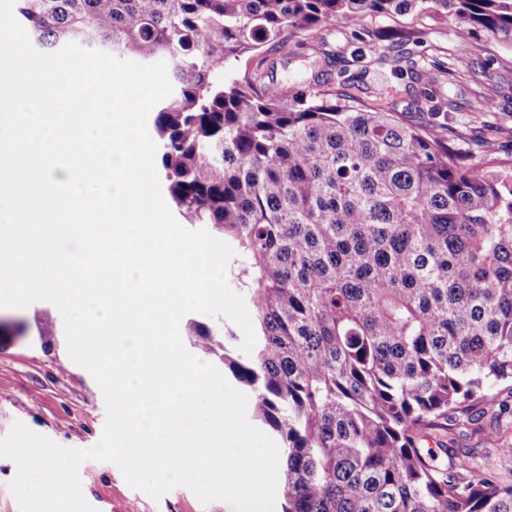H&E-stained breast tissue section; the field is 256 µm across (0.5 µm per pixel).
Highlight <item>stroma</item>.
Returning a JSON list of instances; mask_svg holds the SVG:
<instances>
[{
  "instance_id": "stroma-1",
  "label": "stroma",
  "mask_w": 512,
  "mask_h": 512,
  "mask_svg": "<svg viewBox=\"0 0 512 512\" xmlns=\"http://www.w3.org/2000/svg\"><path fill=\"white\" fill-rule=\"evenodd\" d=\"M456 37L447 24L383 14L363 17L343 28L323 25L291 39L293 66L305 67L309 78L324 89L348 85L350 91L374 87L389 76L394 56L409 51L418 71L431 74L434 61L453 60L458 80L439 78L443 97L460 103L449 121L462 133L460 148L481 157L491 149L512 162V52L476 39L471 54L455 57ZM421 84L397 81L382 104L406 122L428 121L420 109ZM496 101L492 112L474 111L477 94ZM0 438L14 422L48 437L58 445L87 449L100 439L106 407L91 374L71 360L64 321L52 303L38 301L25 308H0ZM511 410L500 417L459 418L444 439L457 468L491 471L512 485V394L501 393ZM82 492L96 512H228L223 502L202 504L185 487L160 499L130 487L120 469L109 462L88 460L80 469Z\"/></svg>"
}]
</instances>
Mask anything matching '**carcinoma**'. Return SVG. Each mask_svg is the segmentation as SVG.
I'll return each mask as SVG.
<instances>
[{"mask_svg":"<svg viewBox=\"0 0 512 512\" xmlns=\"http://www.w3.org/2000/svg\"><path fill=\"white\" fill-rule=\"evenodd\" d=\"M367 14L450 25L512 52V0H17L40 47L167 61L165 189L235 251L257 343L200 336L281 443L283 512H512V485L444 466L436 428L512 388V163L364 97L264 83L269 54ZM423 88L427 111L456 112Z\"/></svg>","mask_w":512,"mask_h":512,"instance_id":"obj_1","label":"carcinoma"}]
</instances>
